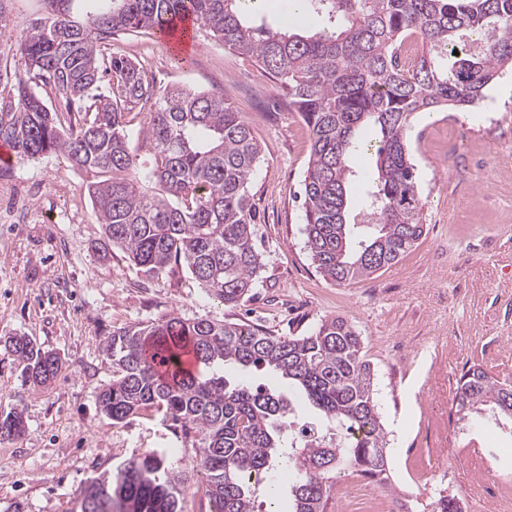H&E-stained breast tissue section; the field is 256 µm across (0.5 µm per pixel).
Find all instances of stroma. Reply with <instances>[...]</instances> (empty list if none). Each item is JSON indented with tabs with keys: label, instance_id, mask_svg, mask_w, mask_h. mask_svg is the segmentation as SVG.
Here are the masks:
<instances>
[{
	"label": "stroma",
	"instance_id": "obj_1",
	"mask_svg": "<svg viewBox=\"0 0 512 512\" xmlns=\"http://www.w3.org/2000/svg\"><path fill=\"white\" fill-rule=\"evenodd\" d=\"M195 40L184 60L157 36L122 35L112 48L162 83L223 86L249 120L262 146L248 185L263 261L256 286L229 308L185 271L158 280L123 251H103L87 175L63 154L0 167V414L18 411L25 422L19 436L0 439V512L17 502L25 512H78L93 477L156 448L169 452L191 490L183 512H210L194 465L196 437L149 411L112 424L98 404L112 381L106 338L170 313L241 321L275 336H305L321 320L347 318L376 374L392 479L414 512H431L441 494L460 496L464 512H494L489 488L512 495V429L491 420L453 435L448 429L470 366L512 380V71L499 75L479 107L413 121L425 232L396 263L337 286L316 272L304 247L307 127L256 62L205 31ZM447 119L464 127L467 141L449 135ZM10 336L32 337L61 357L48 387L24 384L3 345Z\"/></svg>",
	"mask_w": 512,
	"mask_h": 512
}]
</instances>
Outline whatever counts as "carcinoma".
<instances>
[{
    "label": "carcinoma",
    "mask_w": 512,
    "mask_h": 512,
    "mask_svg": "<svg viewBox=\"0 0 512 512\" xmlns=\"http://www.w3.org/2000/svg\"><path fill=\"white\" fill-rule=\"evenodd\" d=\"M46 13L12 39L18 70L0 91V142L27 157L62 153L89 177L97 223L110 245L147 276L189 271L200 287L236 306L262 267L248 184L261 146L243 113L222 95L159 85L129 57L105 54L121 33L163 35L187 16L224 49L256 61L288 95L309 130L304 176L305 248L316 271L345 285L388 267L424 234L423 204L407 133L421 112L474 107L512 70V0H301L308 32L255 26L252 0H84L88 23L68 0H43ZM409 31L422 49L411 70L394 45ZM50 92L59 108L47 106ZM150 105L132 146L130 126ZM373 128L379 145L356 131ZM375 150L366 176L364 219L350 222V163ZM203 369L187 373L183 348ZM8 349L35 387L62 370L60 357L14 336ZM112 383L99 394L115 423L154 410L199 443L211 512H255L256 487L288 485L290 512H327L333 475L358 472L388 484L386 429L374 370L344 317L306 336L167 315L120 328L106 339ZM264 367L274 387L229 382L224 368ZM456 422L485 416L512 422V384L480 367L460 378ZM24 429L16 411L0 438ZM184 489L167 455L149 450L96 476L79 512H182ZM432 512H461L439 495Z\"/></svg>",
    "instance_id": "1"
}]
</instances>
